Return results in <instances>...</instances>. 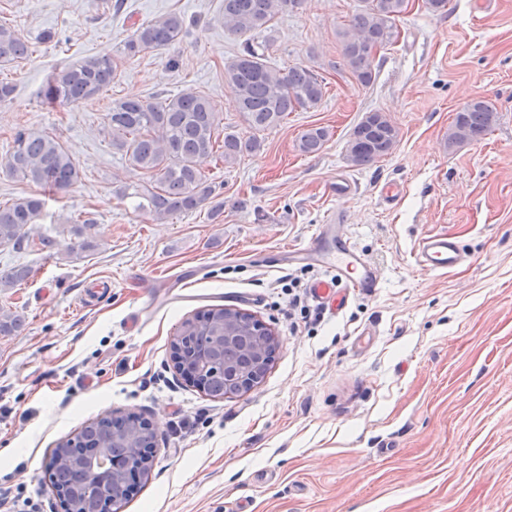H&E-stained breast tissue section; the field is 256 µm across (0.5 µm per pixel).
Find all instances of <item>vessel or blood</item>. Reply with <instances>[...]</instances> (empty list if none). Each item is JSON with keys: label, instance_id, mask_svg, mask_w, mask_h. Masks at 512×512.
Returning a JSON list of instances; mask_svg holds the SVG:
<instances>
[{"label": "vessel or blood", "instance_id": "vessel-or-blood-1", "mask_svg": "<svg viewBox=\"0 0 512 512\" xmlns=\"http://www.w3.org/2000/svg\"><path fill=\"white\" fill-rule=\"evenodd\" d=\"M417 257L422 269L428 271L447 270L461 261L460 249L453 237L437 234L422 238L417 246ZM327 277L313 287L317 298L328 296L337 284L357 291H371L378 288L381 276L348 239L339 237L332 244L326 258Z\"/></svg>", "mask_w": 512, "mask_h": 512}]
</instances>
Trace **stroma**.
Masks as SVG:
<instances>
[{"label":"stroma","instance_id":"35a3bbf8","mask_svg":"<svg viewBox=\"0 0 512 512\" xmlns=\"http://www.w3.org/2000/svg\"><path fill=\"white\" fill-rule=\"evenodd\" d=\"M356 0H305L256 40L279 70L327 79L318 108L258 132L259 152L200 163L224 212L150 224L115 188L137 184L102 115L120 97L192 88L223 127L247 133L224 84L241 39L219 21L224 0H0V20L31 46L0 70V155L21 129L56 131L82 180L45 205L22 248L0 247V272L31 268L0 289V311L25 318L0 335V512L32 498L63 512L45 480L55 444L107 412L152 421L158 445L124 512H512V0H450L435 14L410 0L400 39L376 57L366 87L340 68L336 32ZM180 14L186 32L125 63L99 102L44 104L47 78L89 56L119 54L134 24ZM491 98L500 118L482 140L449 145L455 112ZM400 129L391 155L350 166L345 147L366 113ZM328 131L304 155L300 134ZM336 219L380 268L375 292L340 287L308 298L291 321L286 275L325 277L297 260ZM95 250L70 252L74 220ZM454 237L466 259L427 271L421 238ZM215 306L241 309L279 346L251 389L207 396L184 380L170 343L181 322Z\"/></svg>","mask_w":512,"mask_h":512}]
</instances>
